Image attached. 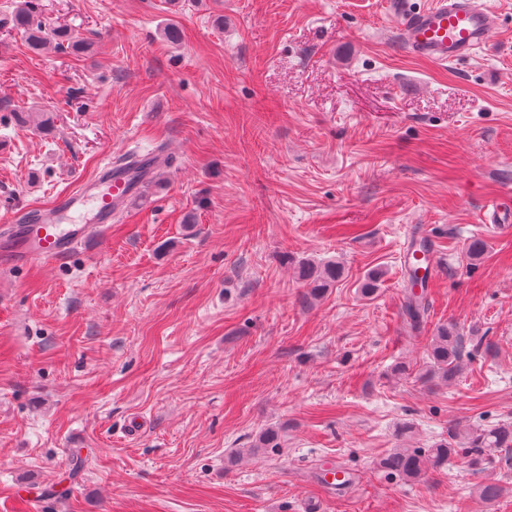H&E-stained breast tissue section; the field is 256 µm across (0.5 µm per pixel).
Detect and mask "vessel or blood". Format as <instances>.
<instances>
[{
  "label": "vessel or blood",
  "mask_w": 512,
  "mask_h": 512,
  "mask_svg": "<svg viewBox=\"0 0 512 512\" xmlns=\"http://www.w3.org/2000/svg\"><path fill=\"white\" fill-rule=\"evenodd\" d=\"M497 25L496 15L482 0H432L425 8L399 9L396 29L405 49L413 56L453 63L486 47ZM143 177H135L124 165L115 164L79 189L60 195L49 212L14 218L18 237L11 252L20 263L51 262L66 258L99 226L138 192ZM90 213L87 224L72 223L73 215Z\"/></svg>",
  "instance_id": "1"
}]
</instances>
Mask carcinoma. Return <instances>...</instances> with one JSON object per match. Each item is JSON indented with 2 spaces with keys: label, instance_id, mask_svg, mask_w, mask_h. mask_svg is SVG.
<instances>
[{
  "label": "carcinoma",
  "instance_id": "obj_1",
  "mask_svg": "<svg viewBox=\"0 0 512 512\" xmlns=\"http://www.w3.org/2000/svg\"><path fill=\"white\" fill-rule=\"evenodd\" d=\"M35 6V0H19L9 18L11 29L27 35L32 51L39 52L50 47L57 50L71 49L76 52L89 50L90 44L78 39L67 27L48 28L35 20ZM340 275V267L332 263L322 267L304 265L300 268V276L315 290L328 286ZM427 310L423 295L408 293L405 311L413 328H419ZM463 355V337L458 335L456 329L450 325L438 327L429 344L428 357L431 369L424 379L451 381L460 371ZM460 439L468 445V453L472 456L474 464L481 463L486 456L494 452L504 454L507 461L512 459V423L504 422L479 432L452 428L448 432V439L435 444L426 455L412 448H396L384 458L383 467L407 480H418L425 476L428 470L443 466L450 456L456 454L458 449L454 448V445Z\"/></svg>",
  "mask_w": 512,
  "mask_h": 512
}]
</instances>
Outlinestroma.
Wrapping results in <instances>:
<instances>
[{
	"label": "stroma",
	"mask_w": 512,
	"mask_h": 512,
	"mask_svg": "<svg viewBox=\"0 0 512 512\" xmlns=\"http://www.w3.org/2000/svg\"><path fill=\"white\" fill-rule=\"evenodd\" d=\"M38 3L92 49L0 28V257L14 215L105 159L167 160L65 259L0 268V512H512V464L382 467L450 424L512 422V0H487L488 45L447 64L400 45L394 0ZM418 234L440 271L414 330ZM329 260L344 274L314 291L300 267ZM447 324L462 369L423 382ZM269 428L276 447H253ZM331 460L351 488L320 486Z\"/></svg>",
	"instance_id": "obj_1"
}]
</instances>
